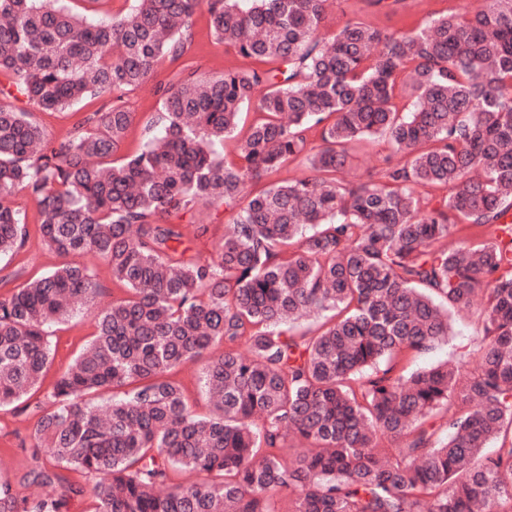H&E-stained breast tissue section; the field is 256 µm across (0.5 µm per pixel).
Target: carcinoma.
I'll return each mask as SVG.
<instances>
[{
	"label": "carcinoma",
	"instance_id": "cac0c4a2",
	"mask_svg": "<svg viewBox=\"0 0 512 512\" xmlns=\"http://www.w3.org/2000/svg\"><path fill=\"white\" fill-rule=\"evenodd\" d=\"M74 2L0 0V73L20 95L41 111L108 97L60 141L0 104V256L26 243L10 201L25 192L63 258L0 300V407L35 418L20 483L52 490L1 480L0 512H65L70 470L95 479V512H280L284 493L291 512H512V0L330 36L328 0ZM202 9L243 64L154 84L149 137L115 162L126 92L182 58ZM376 136L399 160L345 179ZM297 158L309 175L247 191ZM215 205L232 214L215 256L180 248L170 218ZM460 223L480 240L448 244ZM88 256L125 296L90 311L91 339L32 402L51 326L99 291ZM477 300V366L407 370ZM213 346L201 415L171 371Z\"/></svg>",
	"mask_w": 512,
	"mask_h": 512
}]
</instances>
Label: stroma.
<instances>
[{"mask_svg":"<svg viewBox=\"0 0 512 512\" xmlns=\"http://www.w3.org/2000/svg\"><path fill=\"white\" fill-rule=\"evenodd\" d=\"M482 5L481 0H334L324 21L326 30H336L349 20H360L387 33H403L423 25L430 17L454 12H474ZM193 41L187 57L198 76L212 77L227 68L239 65L240 59L234 48L215 43L208 27V15L199 12L194 18ZM127 105L135 114L123 142L122 154L139 150L144 142V124L159 107V101L150 88H138L128 92ZM104 98L82 101L75 107L52 112L35 111V119L43 125L49 138L61 140L73 134L75 127L87 115L99 110ZM395 151L387 138L361 142L349 151L346 175L350 178H366L368 172L384 166L394 158ZM202 225L187 224L183 227V241L192 253L202 257L212 256L224 235L229 220L223 208H210L202 216ZM60 263L54 253L47 250L37 233H30L25 247L17 253L0 257V298L10 297L16 288L42 274L53 270ZM482 318L478 308L463 313L455 325L454 333L440 341L429 352L411 356L410 368L427 367L449 360L461 363L464 369L473 368L481 341ZM53 359L43 380L44 387H51L58 374L72 361L87 343L93 325L81 312L53 327ZM32 422L25 416L16 415L12 408L0 409V478L17 483L30 463L26 452Z\"/></svg>","mask_w":512,"mask_h":512,"instance_id":"stroma-1","label":"stroma"}]
</instances>
